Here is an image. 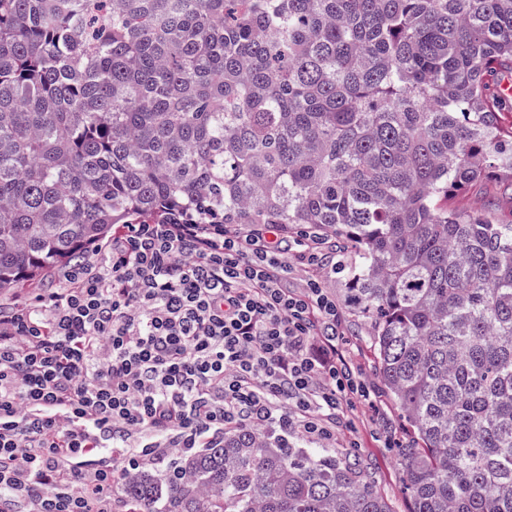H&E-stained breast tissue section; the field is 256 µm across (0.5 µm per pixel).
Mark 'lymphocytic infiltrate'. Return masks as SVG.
Segmentation results:
<instances>
[{
    "label": "lymphocytic infiltrate",
    "mask_w": 512,
    "mask_h": 512,
    "mask_svg": "<svg viewBox=\"0 0 512 512\" xmlns=\"http://www.w3.org/2000/svg\"><path fill=\"white\" fill-rule=\"evenodd\" d=\"M316 234L277 224H118L59 287L0 312V512H112L125 472L225 429L336 442L368 400L336 348Z\"/></svg>",
    "instance_id": "lymphocytic-infiltrate-1"
}]
</instances>
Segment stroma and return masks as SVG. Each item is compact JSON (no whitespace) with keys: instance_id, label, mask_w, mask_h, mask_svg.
<instances>
[{"instance_id":"stroma-1","label":"stroma","mask_w":512,"mask_h":512,"mask_svg":"<svg viewBox=\"0 0 512 512\" xmlns=\"http://www.w3.org/2000/svg\"><path fill=\"white\" fill-rule=\"evenodd\" d=\"M457 204L471 208L486 205L507 219L512 217V186L495 182L475 185L458 197ZM322 276L343 319L336 340L338 353L354 369L358 379L372 391L368 401L357 405L356 447L352 454L371 471L390 512H409L410 501L403 488V474L395 463V454L399 445L410 440L411 429L403 421L396 405L377 390L379 378L369 344L374 324L352 309L342 286L343 274L326 269Z\"/></svg>"}]
</instances>
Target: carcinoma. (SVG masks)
<instances>
[{"label": "carcinoma", "mask_w": 512, "mask_h": 512, "mask_svg": "<svg viewBox=\"0 0 512 512\" xmlns=\"http://www.w3.org/2000/svg\"><path fill=\"white\" fill-rule=\"evenodd\" d=\"M512 0H0V290L115 224L313 226L358 254L411 512H512ZM122 512H390L367 467L250 428ZM461 207L490 206L504 219L511 220L512 186L502 183H484L472 186L457 199Z\"/></svg>", "instance_id": "1"}]
</instances>
